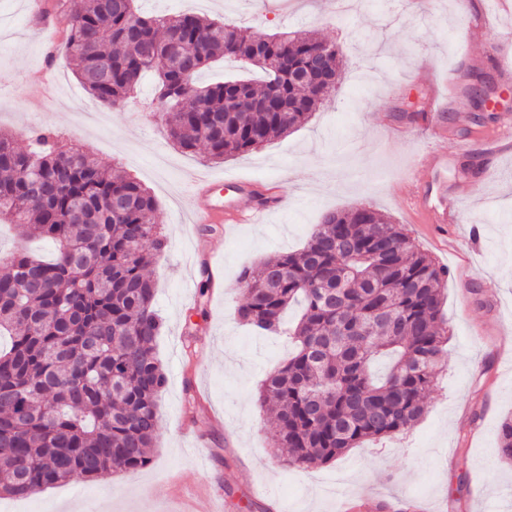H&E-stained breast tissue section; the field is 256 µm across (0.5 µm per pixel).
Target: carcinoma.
Wrapping results in <instances>:
<instances>
[{
	"label": "carcinoma",
	"instance_id": "1",
	"mask_svg": "<svg viewBox=\"0 0 512 512\" xmlns=\"http://www.w3.org/2000/svg\"><path fill=\"white\" fill-rule=\"evenodd\" d=\"M65 49L98 101L125 106L143 75L175 100L172 142L205 147L213 160L247 154L306 124L336 84L294 82L327 41L238 27L196 14L136 12L134 0H67ZM239 58L264 79L208 84L212 63ZM282 109L263 107L270 98ZM46 129L20 150L0 131V221L21 244L0 270V496L24 499L74 477L147 466L166 370L156 355L162 319L147 270L168 246L152 222L157 201L139 181L112 172ZM49 238L50 260L30 239ZM401 225L371 208L329 212L299 252L244 267L251 284L237 313L263 331H287L296 350L261 383L274 438L302 470L369 439L410 429L425 413L448 341L442 281ZM390 358L378 375L374 363ZM512 462V420L499 431Z\"/></svg>",
	"mask_w": 512,
	"mask_h": 512
}]
</instances>
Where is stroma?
<instances>
[{"label": "stroma", "instance_id": "35a3bbf8", "mask_svg": "<svg viewBox=\"0 0 512 512\" xmlns=\"http://www.w3.org/2000/svg\"><path fill=\"white\" fill-rule=\"evenodd\" d=\"M38 26L30 0H0V130L28 146L49 128L90 151L155 196L169 239L150 274L163 320L156 353L168 383L158 405L152 461L130 473L76 478L24 500L0 497V512H336L355 497L370 512H512V465L499 453L512 416V156L496 176L464 146L475 136L470 83L494 89L488 130L512 120V93L499 90L498 63L512 64V18L495 0H357L344 16L336 0H296L288 12L258 0H136L142 13L186 12L269 33L317 32L335 43L344 74L308 123L249 154L221 162L176 150L156 107V80L143 78L119 109L94 101L66 60L61 0H43ZM454 94L446 135L431 138L409 113ZM440 179L466 215L448 229L417 223L402 195L408 174ZM240 173L269 183L284 201L262 224L187 223V177ZM370 207L402 225L447 268L443 312L450 337L427 412L411 431L374 439L307 471L277 447L273 418L258 403L261 381L288 356L286 336L257 333L236 310L248 265L300 249L323 213ZM216 286L200 293L202 276Z\"/></svg>", "mask_w": 512, "mask_h": 512}]
</instances>
